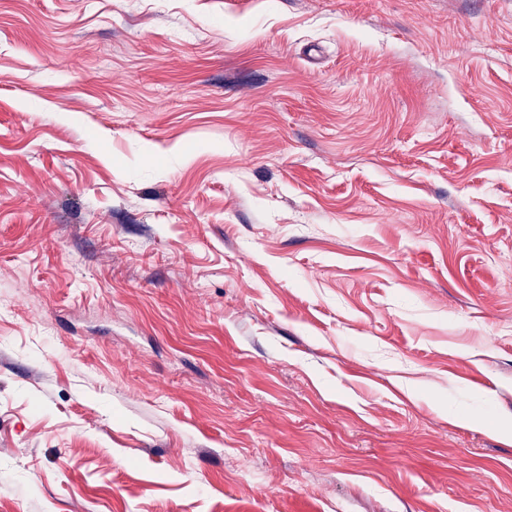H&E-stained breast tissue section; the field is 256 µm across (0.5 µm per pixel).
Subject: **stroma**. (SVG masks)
I'll list each match as a JSON object with an SVG mask.
<instances>
[{"mask_svg":"<svg viewBox=\"0 0 512 512\" xmlns=\"http://www.w3.org/2000/svg\"><path fill=\"white\" fill-rule=\"evenodd\" d=\"M507 419L512 0H0V512H512Z\"/></svg>","mask_w":512,"mask_h":512,"instance_id":"stroma-1","label":"stroma"}]
</instances>
